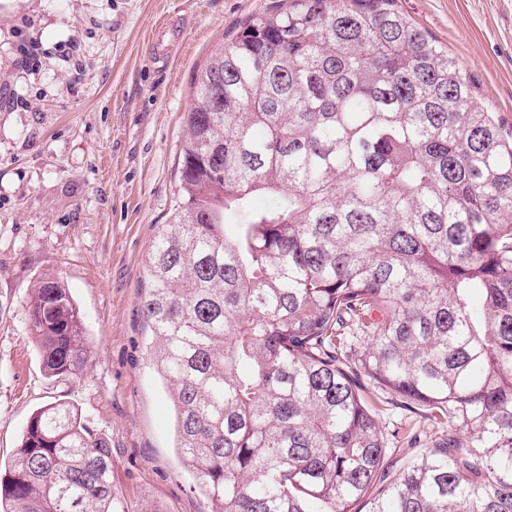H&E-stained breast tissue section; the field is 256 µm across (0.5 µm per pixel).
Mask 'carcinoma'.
I'll return each mask as SVG.
<instances>
[{
	"mask_svg": "<svg viewBox=\"0 0 512 512\" xmlns=\"http://www.w3.org/2000/svg\"><path fill=\"white\" fill-rule=\"evenodd\" d=\"M178 174L141 307L212 512H512V132L457 60L397 0H274L200 74ZM26 309L46 375H78L69 289L46 276ZM356 370L448 425L384 486ZM0 512L130 510L56 402Z\"/></svg>",
	"mask_w": 512,
	"mask_h": 512,
	"instance_id": "carcinoma-1",
	"label": "carcinoma"
}]
</instances>
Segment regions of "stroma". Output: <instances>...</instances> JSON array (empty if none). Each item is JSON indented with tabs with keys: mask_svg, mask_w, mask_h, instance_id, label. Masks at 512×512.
<instances>
[{
	"mask_svg": "<svg viewBox=\"0 0 512 512\" xmlns=\"http://www.w3.org/2000/svg\"><path fill=\"white\" fill-rule=\"evenodd\" d=\"M272 0H0V466L34 410L63 400L112 450L132 512H211L174 446V407L147 351L140 300L155 227L178 193L199 75ZM464 67L512 130V0H397ZM60 277L92 359L54 380L27 318L38 278ZM387 475L447 426L378 394Z\"/></svg>",
	"mask_w": 512,
	"mask_h": 512,
	"instance_id": "stroma-1",
	"label": "stroma"
}]
</instances>
